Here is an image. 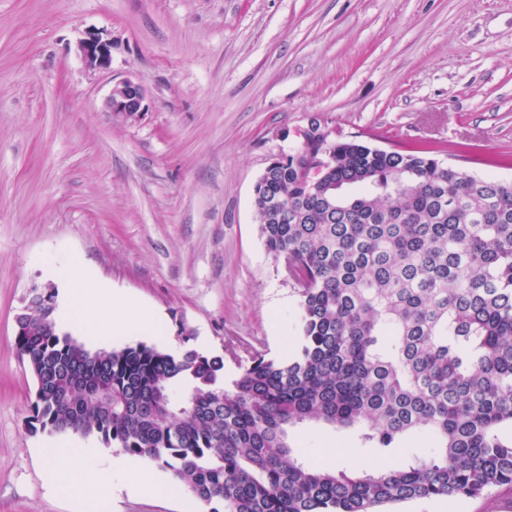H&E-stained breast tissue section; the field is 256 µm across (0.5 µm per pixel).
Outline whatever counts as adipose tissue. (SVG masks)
I'll return each mask as SVG.
<instances>
[{
	"instance_id": "1",
	"label": "adipose tissue",
	"mask_w": 512,
	"mask_h": 512,
	"mask_svg": "<svg viewBox=\"0 0 512 512\" xmlns=\"http://www.w3.org/2000/svg\"><path fill=\"white\" fill-rule=\"evenodd\" d=\"M62 290L56 306L59 327L94 339L100 336H146L159 321L133 297H118L99 284L93 271L77 260L57 271ZM65 455L77 462L69 469L50 463L46 480L53 491L64 492L82 501L111 496L112 482L104 472L100 456L88 448H69Z\"/></svg>"
}]
</instances>
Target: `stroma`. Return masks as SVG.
Instances as JSON below:
<instances>
[{
    "mask_svg": "<svg viewBox=\"0 0 512 512\" xmlns=\"http://www.w3.org/2000/svg\"><path fill=\"white\" fill-rule=\"evenodd\" d=\"M112 41L108 69L78 52ZM138 79L143 115L105 110ZM382 148L421 139L512 153V0H0V512H207L191 494L87 506L46 485L55 437L24 419L35 381L15 351L32 285L73 257L238 368L229 342L299 349V299L258 234L253 189L311 119ZM311 466L373 468L356 432L302 426ZM405 512H512V487ZM79 52L84 62L92 69H107L112 60V41L100 32L89 30L80 41Z\"/></svg>",
    "mask_w": 512,
    "mask_h": 512,
    "instance_id": "obj_1",
    "label": "stroma"
}]
</instances>
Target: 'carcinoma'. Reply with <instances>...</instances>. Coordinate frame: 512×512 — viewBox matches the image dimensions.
Here are the masks:
<instances>
[{"label": "carcinoma", "instance_id": "1", "mask_svg": "<svg viewBox=\"0 0 512 512\" xmlns=\"http://www.w3.org/2000/svg\"><path fill=\"white\" fill-rule=\"evenodd\" d=\"M316 137L254 188L259 236L299 297L301 349L255 353L224 377L185 326L173 355L139 342L91 351L59 332L52 288L28 291L14 338L37 387L32 434L95 437L147 457L209 512H398L512 486V182L444 161L462 145L333 148L325 185L302 169ZM356 430L389 470H323L293 431ZM429 452V445L424 435L417 434L406 439L401 448H397L393 455L389 458H394L397 464L406 462L410 457L419 455L423 456Z\"/></svg>", "mask_w": 512, "mask_h": 512}]
</instances>
